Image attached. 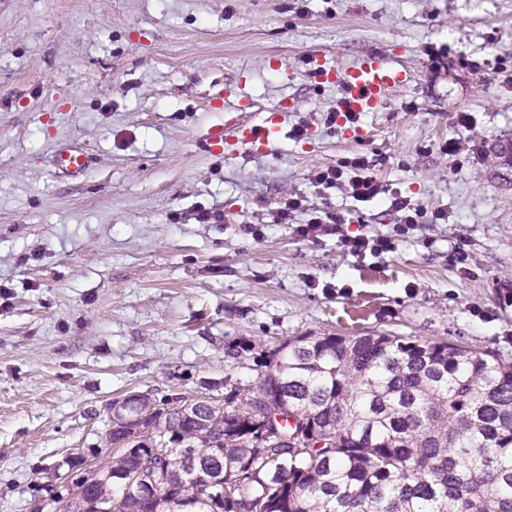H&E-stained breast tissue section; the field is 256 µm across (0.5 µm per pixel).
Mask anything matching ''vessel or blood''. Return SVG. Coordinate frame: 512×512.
<instances>
[{
	"label": "vessel or blood",
	"instance_id": "b4317fda",
	"mask_svg": "<svg viewBox=\"0 0 512 512\" xmlns=\"http://www.w3.org/2000/svg\"><path fill=\"white\" fill-rule=\"evenodd\" d=\"M314 76L320 83L337 87L340 99L336 107V123L341 127L347 125L349 115L381 111L387 90L411 79L409 72L393 67L374 54L344 68L317 65ZM284 112L281 106L267 109L260 123L238 131L237 145L260 151L274 145L282 134Z\"/></svg>",
	"mask_w": 512,
	"mask_h": 512
}]
</instances>
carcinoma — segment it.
Returning <instances> with one entry per match:
<instances>
[{
  "mask_svg": "<svg viewBox=\"0 0 512 512\" xmlns=\"http://www.w3.org/2000/svg\"><path fill=\"white\" fill-rule=\"evenodd\" d=\"M253 362L241 397L180 412L187 397L165 395L146 420L112 426L82 512H512L511 359L381 333L297 336ZM259 396L288 406L264 439L249 429ZM292 417L324 445L276 446Z\"/></svg>",
  "mask_w": 512,
  "mask_h": 512,
  "instance_id": "carcinoma-1",
  "label": "carcinoma"
}]
</instances>
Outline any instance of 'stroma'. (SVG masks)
<instances>
[{
    "mask_svg": "<svg viewBox=\"0 0 512 512\" xmlns=\"http://www.w3.org/2000/svg\"><path fill=\"white\" fill-rule=\"evenodd\" d=\"M370 53L412 79L348 133L313 69ZM283 103L269 149L207 151L212 126ZM505 139L512 0H0V512H33L57 463L100 451L112 401L252 387L241 343L388 333L512 357ZM67 144L84 173H58ZM358 154L422 212L394 252L274 223L296 192L347 233H390L388 201L310 181ZM212 206L223 222L197 223Z\"/></svg>",
    "mask_w": 512,
    "mask_h": 512,
    "instance_id": "1",
    "label": "stroma"
}]
</instances>
